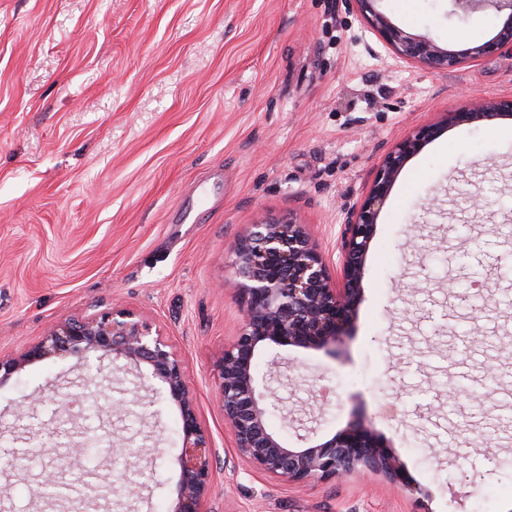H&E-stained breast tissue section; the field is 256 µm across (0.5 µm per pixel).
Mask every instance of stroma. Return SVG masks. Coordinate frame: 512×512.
<instances>
[{
    "instance_id": "stroma-1",
    "label": "stroma",
    "mask_w": 512,
    "mask_h": 512,
    "mask_svg": "<svg viewBox=\"0 0 512 512\" xmlns=\"http://www.w3.org/2000/svg\"><path fill=\"white\" fill-rule=\"evenodd\" d=\"M405 31L449 49L491 40L490 8L380 0ZM512 96V51L450 69L397 60L353 0H0V355L52 324L120 306L172 345L213 448L207 512H512V116L445 126L466 95ZM370 242L357 315L335 354L279 348L267 379L288 445L330 440L352 415L393 447L409 488L355 474L299 487L234 450L216 365L244 317L233 248L292 214L338 276L345 213L386 153L428 126ZM499 134H492V127ZM211 200L197 210L195 188ZM485 205L477 209L475 198ZM488 285L468 296L473 274ZM72 357L0 386V450L56 448L95 430L142 470L112 512H169L181 421L159 380L111 424L59 402ZM477 475L476 486L458 473ZM33 469L0 471V512H78Z\"/></svg>"
}]
</instances>
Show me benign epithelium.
Returning a JSON list of instances; mask_svg holds the SVG:
<instances>
[{
  "label": "benign epithelium",
  "instance_id": "1",
  "mask_svg": "<svg viewBox=\"0 0 512 512\" xmlns=\"http://www.w3.org/2000/svg\"><path fill=\"white\" fill-rule=\"evenodd\" d=\"M354 2L379 39L404 61L448 69L512 48V0H454L462 10L491 6L501 18L493 39L460 50L392 24L377 9L379 0ZM510 113L512 99L471 96L461 109L449 114V121H491ZM435 135L436 129L427 126L399 140L384 156L363 203L346 211L339 244L341 281L329 276L311 233L290 215L252 225L234 248L232 264L243 279L244 323L218 364L224 422L232 429L236 453L270 478L303 486L313 479L375 473L395 485L410 487L391 445L364 418L350 419L323 443L287 445L269 427V416L279 406L259 390L255 367L267 348L294 346L333 352L344 341L362 299L365 258L380 210L407 159ZM58 356L75 357L84 368L92 356L99 362L110 358L116 371L133 373L142 381L157 378L164 384L167 399L179 410L182 432L181 471L171 512H206L212 485L209 436L198 418L181 360L168 341L152 334L142 317L124 308L71 318L53 324L21 354L0 356V384L34 362ZM25 458L26 454L16 453L4 461V467L22 479L30 468L23 463ZM135 465L125 460L116 479L106 480L109 493L123 492L121 480ZM68 466L69 461L55 458L51 468L43 470V481L34 495L42 497L47 487L57 485V474Z\"/></svg>",
  "mask_w": 512,
  "mask_h": 512
}]
</instances>
